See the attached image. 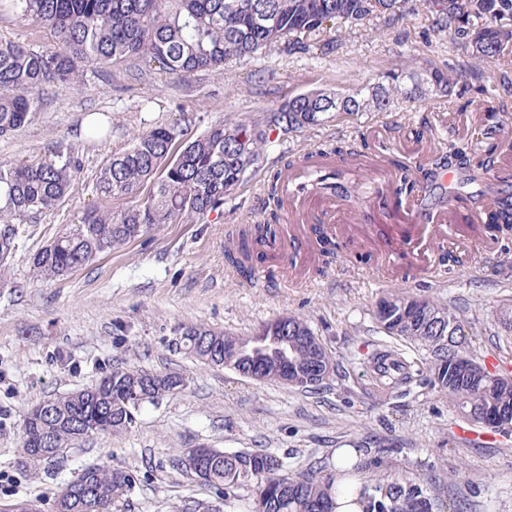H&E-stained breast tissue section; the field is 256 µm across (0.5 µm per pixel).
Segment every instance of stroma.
I'll use <instances>...</instances> for the list:
<instances>
[{
  "label": "stroma",
  "instance_id": "stroma-1",
  "mask_svg": "<svg viewBox=\"0 0 512 512\" xmlns=\"http://www.w3.org/2000/svg\"><path fill=\"white\" fill-rule=\"evenodd\" d=\"M0 38L37 51L59 46L49 30L14 12H0ZM448 70L451 95H431L384 112L332 117L272 138L253 171L226 199L223 209L200 220L164 224L123 248L98 255L86 266L50 282L33 278L31 261L87 209L119 210L130 199L95 190L100 168L127 149L134 136L163 125L195 137L226 119L252 122L297 95L319 89L348 93L381 72L411 66ZM512 56L492 73L479 70L461 40L437 36L426 10L401 19L373 15L363 22L303 34L298 45L280 42L254 58L190 74L152 65L141 76L117 63L89 84L47 87L31 123L0 137V163H36L57 148H72L79 162L72 189L56 210L20 218L21 236L6 280L0 282V510L36 501L53 512L61 488L92 464L139 473L123 512H199L216 495L168 461L178 449L208 446L232 452L264 450L284 458L289 469L319 465L333 471L340 448H389V473L415 475L440 504H467V512H512V433L473 432L447 397L415 386L404 395L367 394L361 362L384 340L375 309L391 288L427 295L451 306L466 324L474 358L512 375V326L500 315L512 304V239L486 250L481 239H457L471 254L460 271L439 262L380 276L377 261L402 239L417 236L438 209L441 189L428 206L405 214L379 205L397 180L395 160H417L425 140L423 122L440 127L450 113L453 140L470 142L496 127L497 117H479L480 106H512ZM99 132L90 135V122ZM497 129V127H496ZM507 132L497 129L499 165L512 171ZM371 143V150L337 160L333 198L349 208L370 200L357 224L369 236L353 235L361 262L334 260L315 271L309 287L277 283L270 266L245 279L224 258L228 234L239 224L263 221L267 181L290 157L339 146ZM303 318L332 356L334 370L317 388L301 391L258 382L176 349L183 327L204 325L250 336L285 315ZM135 366L180 375L185 387L156 404H144L135 425L112 436L75 445L61 462L29 471L20 456V419L32 405L94 384L115 367Z\"/></svg>",
  "mask_w": 512,
  "mask_h": 512
}]
</instances>
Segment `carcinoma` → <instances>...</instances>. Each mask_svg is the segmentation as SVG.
<instances>
[{"instance_id": "obj_1", "label": "carcinoma", "mask_w": 512, "mask_h": 512, "mask_svg": "<svg viewBox=\"0 0 512 512\" xmlns=\"http://www.w3.org/2000/svg\"><path fill=\"white\" fill-rule=\"evenodd\" d=\"M13 11L52 29L60 48L38 52L0 39V137L29 124L41 103L44 89L55 83H83L87 68L102 70L128 59L154 63L173 72L216 69L231 58H252L256 53L291 36L315 32L336 22H359L396 7L397 0H8ZM433 17L432 31L465 41L481 64L512 55V0H419ZM267 14L274 26L252 20ZM454 81L439 68L385 72L352 94L329 100L325 91L296 96L267 114L265 128L228 119L194 139L180 131L155 126L138 134L124 152L101 167L95 189L106 197L125 196L136 202L119 211L91 209L79 224L66 227L31 262L38 280H53L87 265L98 254L121 248L129 241L177 218L200 219L223 207L260 159L268 142L267 131L284 135L318 126L328 112L354 114L383 112L399 99L416 101L434 92H451ZM497 147L471 164L468 153L429 140L426 166L420 176L405 171L393 191L423 193L440 174L455 169L461 185L480 186L475 193L454 191L442 198L450 206L470 205L493 236L512 231V177L495 165ZM77 169L71 151L59 149L36 164H0V278L7 276L20 228L17 217L53 211L68 195ZM282 171L276 172L267 193L269 219L246 224L228 238L227 262L242 271L253 268L264 254L262 246L272 233L281 209L277 196ZM320 252L339 258L340 247L315 227ZM376 313L390 341L380 344L364 360L370 385L379 394L405 393L427 385L448 397L471 426L488 429L486 416L500 413L512 419V377L477 364L468 350L464 326L446 305L427 297L393 289L380 299ZM424 352L408 357L400 342ZM175 346L202 363L230 370H256L261 381L287 384L309 373L320 361L331 362L325 346L307 323L296 316L280 317L263 325L253 336H232L204 325L188 326ZM460 354L473 364L472 372L458 376L450 363ZM183 387L174 373L117 367L92 386L42 401L27 409L21 422V454L40 448L45 457L66 452L95 435H114L136 423L143 404L157 403ZM206 453L198 482L226 501L252 488V512H335L336 478H323L317 468L291 472L270 452L201 447ZM346 475L359 478L357 502L363 512H438L440 504L413 475L389 477L392 448H359ZM138 475L121 467H86L76 478L84 492L72 495L73 484L56 498L62 512H121Z\"/></svg>"}]
</instances>
